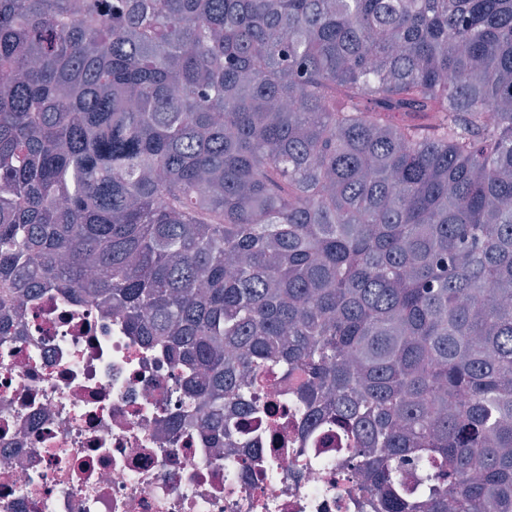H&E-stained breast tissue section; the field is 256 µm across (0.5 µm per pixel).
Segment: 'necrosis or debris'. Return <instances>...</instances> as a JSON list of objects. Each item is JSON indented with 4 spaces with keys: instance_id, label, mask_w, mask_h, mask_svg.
I'll list each match as a JSON object with an SVG mask.
<instances>
[{
    "instance_id": "necrosis-or-debris-1",
    "label": "necrosis or debris",
    "mask_w": 512,
    "mask_h": 512,
    "mask_svg": "<svg viewBox=\"0 0 512 512\" xmlns=\"http://www.w3.org/2000/svg\"><path fill=\"white\" fill-rule=\"evenodd\" d=\"M14 303L0 308V512H380L337 464L335 427L308 428L276 375L251 396L261 414L215 435L169 348L110 305L52 290Z\"/></svg>"
}]
</instances>
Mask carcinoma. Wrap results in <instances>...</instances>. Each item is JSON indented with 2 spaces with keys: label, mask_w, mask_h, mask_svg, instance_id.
Masks as SVG:
<instances>
[{
  "label": "carcinoma",
  "mask_w": 512,
  "mask_h": 512,
  "mask_svg": "<svg viewBox=\"0 0 512 512\" xmlns=\"http://www.w3.org/2000/svg\"><path fill=\"white\" fill-rule=\"evenodd\" d=\"M45 288L215 431L276 372L384 512H512V0H0V302Z\"/></svg>",
  "instance_id": "obj_1"
}]
</instances>
